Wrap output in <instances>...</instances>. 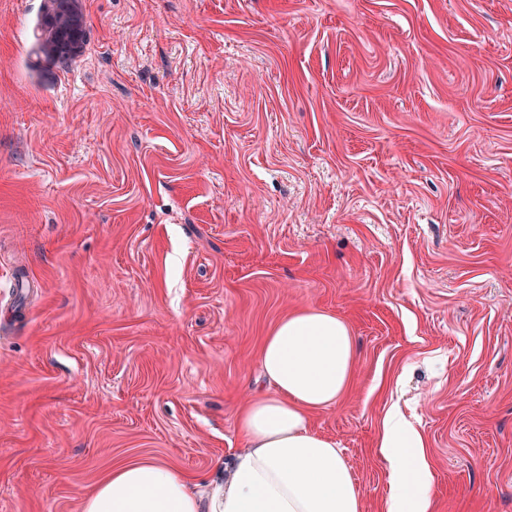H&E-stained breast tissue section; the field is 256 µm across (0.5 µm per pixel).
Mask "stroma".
<instances>
[{
  "mask_svg": "<svg viewBox=\"0 0 512 512\" xmlns=\"http://www.w3.org/2000/svg\"><path fill=\"white\" fill-rule=\"evenodd\" d=\"M0 0V512H81L152 458L200 492L321 308L352 384L313 413L382 512L391 407L431 512H512V0ZM76 1L46 0L47 9L44 14L42 38L38 46V54L41 58L55 63H66L82 52L83 18L76 6ZM72 18L81 23L80 35L76 39L67 32Z\"/></svg>",
  "mask_w": 512,
  "mask_h": 512,
  "instance_id": "1",
  "label": "stroma"
}]
</instances>
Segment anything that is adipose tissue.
Returning <instances> with one entry per match:
<instances>
[{"instance_id": "adipose-tissue-1", "label": "adipose tissue", "mask_w": 512, "mask_h": 512, "mask_svg": "<svg viewBox=\"0 0 512 512\" xmlns=\"http://www.w3.org/2000/svg\"><path fill=\"white\" fill-rule=\"evenodd\" d=\"M356 350L345 320L305 308L280 320L260 349L275 393L238 413L247 448L224 467L210 494L153 460L114 467L83 512H362L353 475L335 442L311 430L308 416L336 404L353 375ZM378 446L389 464L386 512H431L432 471L422 435L387 415Z\"/></svg>"}]
</instances>
